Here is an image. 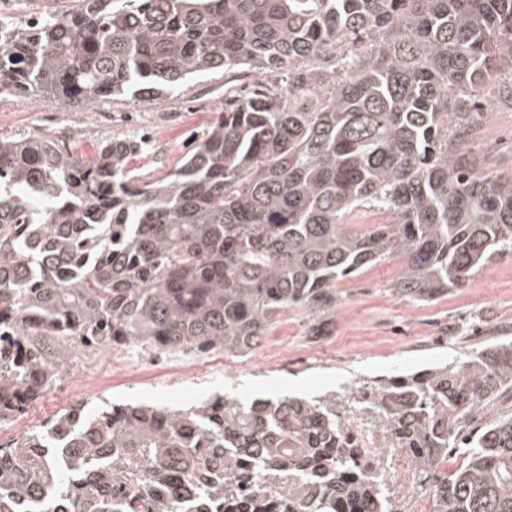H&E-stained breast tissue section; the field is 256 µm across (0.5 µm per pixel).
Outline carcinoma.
Returning <instances> with one entry per match:
<instances>
[{
	"label": "carcinoma",
	"instance_id": "carcinoma-1",
	"mask_svg": "<svg viewBox=\"0 0 512 512\" xmlns=\"http://www.w3.org/2000/svg\"><path fill=\"white\" fill-rule=\"evenodd\" d=\"M0 17V94L71 108L150 97L216 69H288L224 103L167 174L149 143L0 140V423L73 350L248 353L290 309H336V282L405 259L395 288L431 302L512 255V175L464 142L489 86L512 99V0H79ZM345 48L326 71L315 61ZM392 213L359 232L360 208ZM358 398L216 393L188 408L73 406L0 447V512H396L340 426L347 405L419 475L457 452L432 512H512V339L360 384Z\"/></svg>",
	"mask_w": 512,
	"mask_h": 512
}]
</instances>
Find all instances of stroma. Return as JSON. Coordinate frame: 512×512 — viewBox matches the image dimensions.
I'll return each instance as SVG.
<instances>
[{
  "instance_id": "obj_1",
  "label": "stroma",
  "mask_w": 512,
  "mask_h": 512,
  "mask_svg": "<svg viewBox=\"0 0 512 512\" xmlns=\"http://www.w3.org/2000/svg\"><path fill=\"white\" fill-rule=\"evenodd\" d=\"M77 2L0 0V14L23 26L42 13L70 11ZM267 84L262 70H219L186 80L171 93L118 95L69 111L46 95L4 94L0 137H49L89 158L105 138L143 133L150 148L131 166L152 180L177 166L207 133L225 101ZM477 127L481 142L466 144L477 166L511 174L512 103L485 102ZM402 267V258L393 257L340 280L336 310L324 335L310 332L315 315L291 310L246 355L192 351L168 355L157 365L153 352L137 347L78 348L56 384L21 419L0 427V445H10L73 405L97 408L130 400L188 405L219 388L242 402L263 392L343 394L355 383L459 358L497 337L512 336V256L494 257L465 287L449 289L429 303H415L396 292Z\"/></svg>"
}]
</instances>
